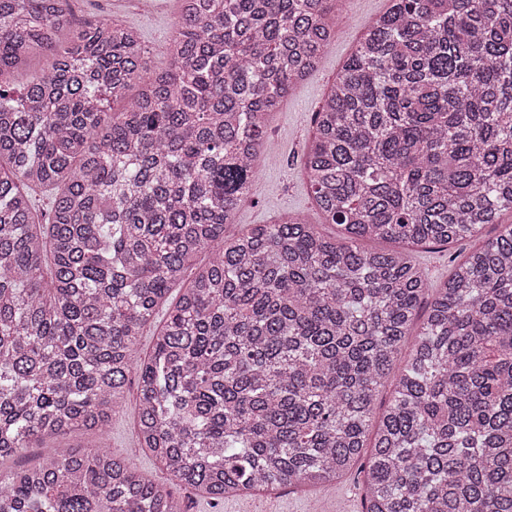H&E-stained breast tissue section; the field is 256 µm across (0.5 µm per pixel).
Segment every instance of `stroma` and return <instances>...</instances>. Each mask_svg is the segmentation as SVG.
<instances>
[{
  "mask_svg": "<svg viewBox=\"0 0 512 512\" xmlns=\"http://www.w3.org/2000/svg\"><path fill=\"white\" fill-rule=\"evenodd\" d=\"M389 0H342L335 24L334 41L318 66L305 80L293 86L274 112L268 135L261 148L259 173L249 198L239 208L230 232L250 224H272L286 213L302 214L326 236L339 234L336 225L325 223L316 208L304 175L305 145L313 131L316 112L331 82L351 54L369 20L382 15ZM72 11L82 21L108 20L135 28L150 48V68L168 67L169 60L161 47L173 35L178 17L176 0H150L140 7L136 0H72ZM475 242L468 240L449 245L448 249H414L413 255L425 269L431 285L443 283L453 267L472 251ZM137 390L128 388L120 410L113 415L105 432L76 431L61 438H49L39 447L27 449L22 460L32 463L56 446L71 444L84 448H105L128 457L148 479L159 483L169 477L136 438ZM365 473L355 465L337 483L320 491L307 488L277 490L263 494L228 497L213 504L190 490L176 489L187 512H314L323 504L326 512H362Z\"/></svg>",
  "mask_w": 512,
  "mask_h": 512,
  "instance_id": "stroma-1",
  "label": "stroma"
}]
</instances>
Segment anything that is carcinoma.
Wrapping results in <instances>:
<instances>
[{
  "label": "carcinoma",
  "mask_w": 512,
  "mask_h": 512,
  "mask_svg": "<svg viewBox=\"0 0 512 512\" xmlns=\"http://www.w3.org/2000/svg\"><path fill=\"white\" fill-rule=\"evenodd\" d=\"M336 2L179 0L157 71L133 27L0 0V463L104 431L135 372L140 447L211 501L325 488L365 455L362 512H512V0H390L305 155L340 239L297 214L224 235ZM41 55L51 69L13 91ZM487 224L423 303L409 248ZM0 512L184 507L124 457L61 446L0 467Z\"/></svg>",
  "instance_id": "obj_1"
}]
</instances>
